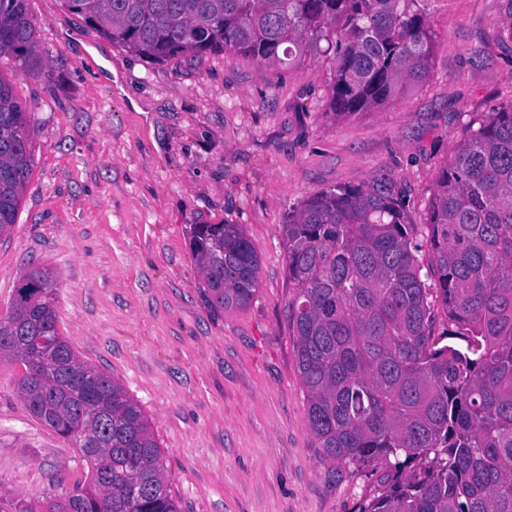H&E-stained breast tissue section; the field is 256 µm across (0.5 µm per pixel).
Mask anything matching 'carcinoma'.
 Listing matches in <instances>:
<instances>
[{
  "mask_svg": "<svg viewBox=\"0 0 512 512\" xmlns=\"http://www.w3.org/2000/svg\"><path fill=\"white\" fill-rule=\"evenodd\" d=\"M425 0H63L112 43L154 62L233 51L331 61L337 113L374 111L428 76ZM326 47H321V43ZM50 76L28 0H0V56ZM28 110L0 76V237L34 165ZM417 243L381 191L314 193L282 225L288 317L306 415L324 457L385 460L363 512H512V102L486 113L438 172ZM210 300L246 307L259 258L238 224H193ZM427 248L428 263L418 258ZM55 275L32 268L0 316V361L25 366L29 412L79 442L90 483L44 512H179L143 409L57 329Z\"/></svg>",
  "mask_w": 512,
  "mask_h": 512,
  "instance_id": "cac0c4a2",
  "label": "carcinoma"
}]
</instances>
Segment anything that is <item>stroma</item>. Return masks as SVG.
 Listing matches in <instances>:
<instances>
[{"mask_svg":"<svg viewBox=\"0 0 512 512\" xmlns=\"http://www.w3.org/2000/svg\"><path fill=\"white\" fill-rule=\"evenodd\" d=\"M47 79L0 73L29 108L32 176L0 238V315L33 266L58 276L57 329L148 416L181 512H361L384 463L325 458L289 328L290 211L315 192L390 186L424 224L468 122L512 101V0H428V77L375 112L339 116L324 58L271 65L232 51L150 62L60 0H28ZM193 224H237L260 261L242 309L212 306ZM0 363V512L89 480L72 442Z\"/></svg>","mask_w":512,"mask_h":512,"instance_id":"35a3bbf8","label":"stroma"}]
</instances>
